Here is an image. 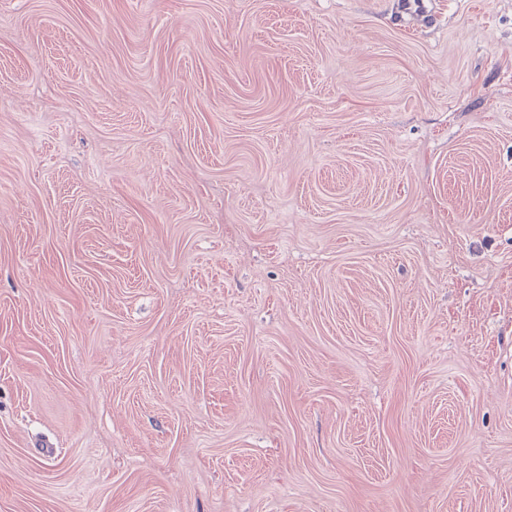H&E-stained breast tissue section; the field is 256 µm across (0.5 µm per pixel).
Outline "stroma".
Segmentation results:
<instances>
[{"mask_svg":"<svg viewBox=\"0 0 512 512\" xmlns=\"http://www.w3.org/2000/svg\"><path fill=\"white\" fill-rule=\"evenodd\" d=\"M0 0V512H512V0Z\"/></svg>","mask_w":512,"mask_h":512,"instance_id":"obj_1","label":"stroma"}]
</instances>
